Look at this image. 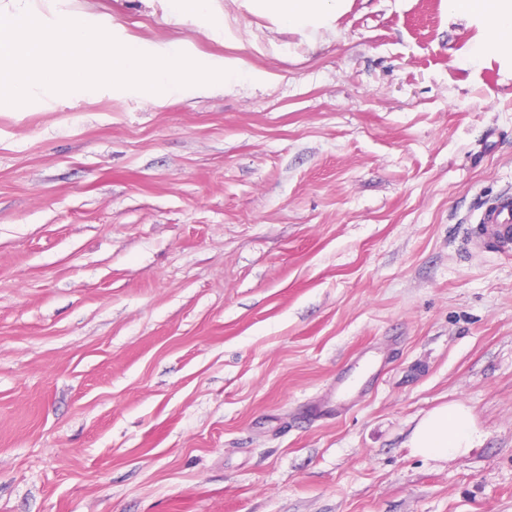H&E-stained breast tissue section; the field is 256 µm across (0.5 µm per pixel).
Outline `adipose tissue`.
Listing matches in <instances>:
<instances>
[{
    "label": "adipose tissue",
    "instance_id": "adipose-tissue-1",
    "mask_svg": "<svg viewBox=\"0 0 512 512\" xmlns=\"http://www.w3.org/2000/svg\"><path fill=\"white\" fill-rule=\"evenodd\" d=\"M349 0H251L253 9L292 31L312 32L338 19ZM448 11L477 22L481 35L474 56L512 53V0H447ZM476 442L471 412L461 403L443 404L414 427L409 445L418 454L445 458L468 453Z\"/></svg>",
    "mask_w": 512,
    "mask_h": 512
}]
</instances>
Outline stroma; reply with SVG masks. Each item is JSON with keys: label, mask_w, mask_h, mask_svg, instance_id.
Here are the masks:
<instances>
[{"label": "stroma", "mask_w": 512, "mask_h": 512, "mask_svg": "<svg viewBox=\"0 0 512 512\" xmlns=\"http://www.w3.org/2000/svg\"><path fill=\"white\" fill-rule=\"evenodd\" d=\"M28 7L252 76L0 104V512H512V255L473 242L512 61L445 0L307 35L248 0ZM454 402L475 448L414 453Z\"/></svg>", "instance_id": "obj_1"}]
</instances>
